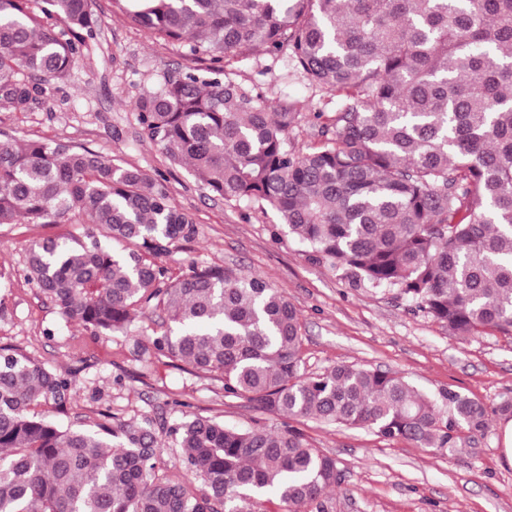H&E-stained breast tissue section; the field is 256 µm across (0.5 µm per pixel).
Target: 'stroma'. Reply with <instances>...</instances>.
<instances>
[{"label": "stroma", "instance_id": "obj_1", "mask_svg": "<svg viewBox=\"0 0 512 512\" xmlns=\"http://www.w3.org/2000/svg\"><path fill=\"white\" fill-rule=\"evenodd\" d=\"M91 8L100 24L70 75L53 82L27 110L0 107V134L86 148L161 180L196 228L164 258L171 276L205 262L259 275L284 291L301 317L306 374L354 364L399 374L435 397L469 396L490 410L512 398V337L454 336L397 291L353 286L328 262L315 259L274 211L227 204L185 166L172 164L138 123L136 102L158 90L167 74L205 70L211 59L187 56L181 45L134 25L112 0H92ZM223 65L269 104L297 101L304 119L290 132V142L298 150L317 143L312 114L327 97L287 55L229 57ZM85 231L76 217L60 224L0 226V347L69 372L70 399L59 422L94 429L108 418L144 426L198 415L241 429L288 426L337 462L341 483L325 501V512H512V460L503 453L500 417H492L484 439L454 456L384 440L364 428L290 422L225 396L215 374L145 362L142 347L152 323L143 315L110 336L67 322L27 279L28 249L40 239L80 237Z\"/></svg>", "mask_w": 512, "mask_h": 512}]
</instances>
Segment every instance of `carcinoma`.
Wrapping results in <instances>:
<instances>
[{"mask_svg": "<svg viewBox=\"0 0 512 512\" xmlns=\"http://www.w3.org/2000/svg\"><path fill=\"white\" fill-rule=\"evenodd\" d=\"M0 0V105L24 110L81 55L99 18L90 0ZM135 25L192 57L290 52L336 112H316L318 144L297 152L302 120L218 66L167 76L137 104L171 161L233 205L280 223L353 285L395 289L452 334L512 336V0H113ZM78 216L83 239L28 250L27 277L69 322L97 335L140 310L165 329L144 351L224 379V393L270 413L368 428L453 455L485 436L477 400L441 405L396 373L339 365L301 371V324L260 276L158 259L194 236L164 187L88 149L0 139V224ZM124 245L116 251L110 243ZM71 381L0 348V512H324L336 460L293 429L212 419L96 432L38 411L64 409ZM204 485L160 466L161 434Z\"/></svg>", "mask_w": 512, "mask_h": 512, "instance_id": "cac0c4a2", "label": "carcinoma"}]
</instances>
